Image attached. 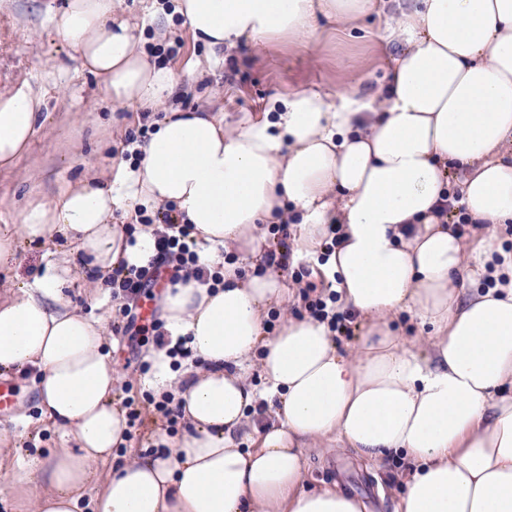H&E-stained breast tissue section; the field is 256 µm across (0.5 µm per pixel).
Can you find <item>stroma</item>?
Listing matches in <instances>:
<instances>
[{
	"mask_svg": "<svg viewBox=\"0 0 512 512\" xmlns=\"http://www.w3.org/2000/svg\"><path fill=\"white\" fill-rule=\"evenodd\" d=\"M65 0H0V88L22 81L44 85L46 122L29 150L9 170L0 169V225L15 224L31 193L54 199L64 185L87 172H107L124 157L128 131L144 120L163 118L164 110L143 111L105 97L98 77L77 70L75 53L48 25L46 7ZM388 13L371 12L351 25L321 19L303 40L242 41L232 53L211 52L193 42L182 22L171 35L183 46L172 67L182 78L169 106L220 112L231 125L267 110L273 101L298 88L327 95L350 88L372 94L389 83L403 47L388 31ZM106 350L120 380L121 398L147 391L141 357L109 335ZM16 405L0 414V435L17 440L22 451L47 453L59 447L53 427L42 421L35 375L8 374ZM397 464L361 463L351 449L329 444L307 455L306 483L338 485L366 502L369 512H397L402 483Z\"/></svg>",
	"mask_w": 512,
	"mask_h": 512,
	"instance_id": "obj_1",
	"label": "stroma"
}]
</instances>
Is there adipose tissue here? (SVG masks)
<instances>
[{
    "instance_id": "obj_1",
    "label": "adipose tissue",
    "mask_w": 512,
    "mask_h": 512,
    "mask_svg": "<svg viewBox=\"0 0 512 512\" xmlns=\"http://www.w3.org/2000/svg\"><path fill=\"white\" fill-rule=\"evenodd\" d=\"M384 6L172 0L155 11L183 18L194 41L217 51L303 38L318 16L346 23ZM47 18L112 101L152 108L175 92L177 72L150 61L121 0H66ZM392 19L403 51L373 96L300 88L233 127L220 113L169 109L139 163L113 164L50 202L31 197L19 223L0 226V262L22 243L66 238L88 260L98 304L113 269L155 253L151 232L127 234L113 212L137 221L171 205L195 227L200 264L224 276L214 288L191 279L162 292L166 331L188 337L209 367L178 372L152 350L148 382L183 401L191 428L160 438V450L123 455L104 324L66 295L76 267L48 258L32 280L8 285L0 369L38 371L39 408L63 441L43 457L12 455L11 489L37 512H74L97 466L107 474L91 512H366L339 489L304 490L306 452L326 441L405 463L399 512H512V252L497 236L512 223V0H420ZM44 98L26 81L0 93V168L29 148ZM453 196L476 225L471 237L440 213ZM289 219L301 256L321 247L327 225L342 227L327 268L361 321L356 354L340 353L310 317L267 332L288 290L258 265L268 225ZM462 275L475 286L465 299ZM403 314L431 326L425 350L391 330ZM253 358L261 391L249 379ZM261 401L273 420L259 447H240Z\"/></svg>"
}]
</instances>
